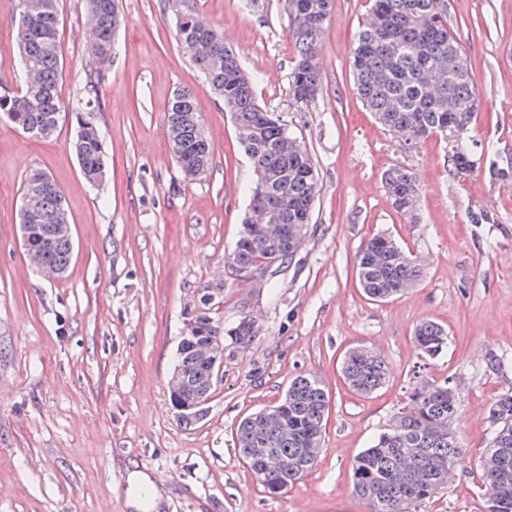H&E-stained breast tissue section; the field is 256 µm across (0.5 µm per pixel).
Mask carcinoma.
Instances as JSON below:
<instances>
[{
  "mask_svg": "<svg viewBox=\"0 0 512 512\" xmlns=\"http://www.w3.org/2000/svg\"><path fill=\"white\" fill-rule=\"evenodd\" d=\"M18 9V56L25 82L21 94L3 97L0 116L36 138L56 131L62 112H91V100L69 105L58 94L62 79L58 0H16ZM441 0H374L360 27L351 54L354 90L380 124L407 145L437 135H462L451 148L448 164L454 175L468 177L476 155L467 143L478 109V92L471 64L455 36ZM333 0H287L293 19L297 57L291 73L294 96L300 103L311 99L302 91L321 90L323 66L320 55L324 25ZM86 16L93 22L87 50L90 65L100 72L112 62L115 36L124 18L116 0H85ZM176 39L210 90L231 113L240 144L253 168L269 174L262 188L252 184L248 215L234 248L224 257L237 276L259 271L278 259L292 261L288 246L306 238L301 224H310L318 195L314 163L298 138L280 116L256 100L252 78L242 68L223 37L192 15L176 16ZM172 153L184 175L197 179L209 170L212 146L196 107L195 95L180 89L174 93L166 117ZM74 150L80 171L92 184L105 174L101 131L94 121L79 126ZM392 207L412 215L419 196L415 172L395 167L385 176ZM23 195L30 208L19 213V230L28 234L26 251L38 269L54 275L70 266L73 240L53 232V218L64 210L61 191L40 169L27 174ZM424 274L417 257L386 236L370 239L360 250L357 276L365 294L375 301L400 296ZM221 290V282L202 288L199 303L188 312L197 334L184 338L174 362L183 376L177 378L170 397L192 392L212 394L211 358L220 352L224 320L216 315L219 305L207 300L209 289ZM415 342L434 358L448 345L441 325L426 320L415 329ZM348 385L361 395L382 387L389 369L385 359L362 347L351 349L342 362ZM330 398L323 381L313 373L300 374L288 385L273 410H261L240 421L235 447L249 459L260 484L272 491L298 481L312 470L322 446ZM460 400L449 381L432 388H414L408 404L397 413L389 428L359 453L352 464L354 492L370 512H417L421 504L448 488V474L463 463V447L456 428ZM494 425L489 447L481 461L486 503L495 512H512V393L504 394L489 409Z\"/></svg>",
  "mask_w": 512,
  "mask_h": 512,
  "instance_id": "carcinoma-1",
  "label": "carcinoma"
}]
</instances>
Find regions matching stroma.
<instances>
[{"instance_id":"1","label":"stroma","mask_w":512,"mask_h":512,"mask_svg":"<svg viewBox=\"0 0 512 512\" xmlns=\"http://www.w3.org/2000/svg\"><path fill=\"white\" fill-rule=\"evenodd\" d=\"M373 0H334L321 43L322 88L297 103V55L285 0H119L125 23L98 87L105 177L83 178L73 150L81 116L63 112L37 139L0 118V512L135 510L127 475L157 481L158 512H368L351 466L409 401L413 388L450 382L460 399L464 466L419 512H482L480 459L498 395L512 391V0H448V27L479 93L470 136L483 154L466 181L448 171V141L408 146L376 122L353 90L355 36ZM63 102L87 97L84 0H59ZM209 23L252 76L260 105L303 141L318 174L307 237L276 290L224 267L249 204L252 163L230 113L179 47L177 12ZM188 89L214 146L205 177L187 180L172 155L166 113ZM403 166L422 185L414 216L397 213L383 174ZM47 172L62 192L74 251L64 278L28 268L19 232L24 180ZM492 223H474L479 212ZM377 234L420 257L416 288L368 300L355 275ZM223 281L225 325L251 317L248 342L224 343L222 379L202 420L182 422L170 400L185 313ZM448 331V349L422 357L414 328ZM363 345L389 379L367 397L341 375ZM498 365H490L489 356ZM322 378L330 409L312 472L267 493L234 451L242 418L275 404L297 375Z\"/></svg>"}]
</instances>
